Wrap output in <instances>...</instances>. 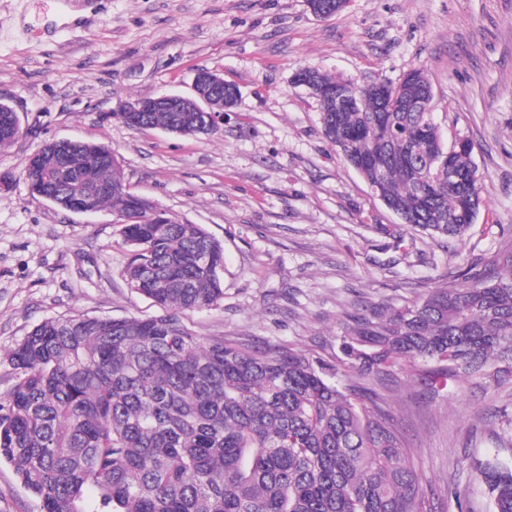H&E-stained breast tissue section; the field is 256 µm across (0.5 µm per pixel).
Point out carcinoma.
<instances>
[{
  "label": "carcinoma",
  "instance_id": "cac0c4a2",
  "mask_svg": "<svg viewBox=\"0 0 512 512\" xmlns=\"http://www.w3.org/2000/svg\"><path fill=\"white\" fill-rule=\"evenodd\" d=\"M348 0H308L317 17ZM325 137L402 223L459 237L481 193L473 143L443 144L421 67L361 84L300 68ZM127 125L196 136L197 112H118ZM453 181H448V172ZM64 208L85 195L126 219L124 276L158 316L75 315L37 324L9 353L0 461L41 512H432L379 379L399 362L434 391L512 373V252L475 283L431 288L399 309L353 315L336 363L282 345L204 341L179 317L224 298V248L197 224L126 190L107 146H46L23 173ZM492 512H512V457L477 468Z\"/></svg>",
  "mask_w": 512,
  "mask_h": 512
}]
</instances>
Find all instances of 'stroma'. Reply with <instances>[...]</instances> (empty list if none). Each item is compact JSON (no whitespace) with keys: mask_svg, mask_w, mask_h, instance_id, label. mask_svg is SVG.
I'll list each match as a JSON object with an SVG mask.
<instances>
[{"mask_svg":"<svg viewBox=\"0 0 512 512\" xmlns=\"http://www.w3.org/2000/svg\"><path fill=\"white\" fill-rule=\"evenodd\" d=\"M312 65L395 81L424 66L444 143L465 137L483 179L459 239L415 230L375 197L323 135L317 100L295 85ZM205 69L239 91L210 135L137 129L119 107L188 95ZM0 99L21 136L0 147V398L8 354L44 319L147 317L123 276L128 250L105 208L76 214L30 194L29 157L56 139L112 148L124 184L224 248V298L186 311L195 335L290 345L335 362L348 314L399 308L491 271L512 251V0H349L315 17L306 0H0ZM384 392L434 512H490L474 460L512 444V376L472 378L436 397L392 368ZM0 512H41L0 462Z\"/></svg>","mask_w":512,"mask_h":512,"instance_id":"stroma-1","label":"stroma"}]
</instances>
